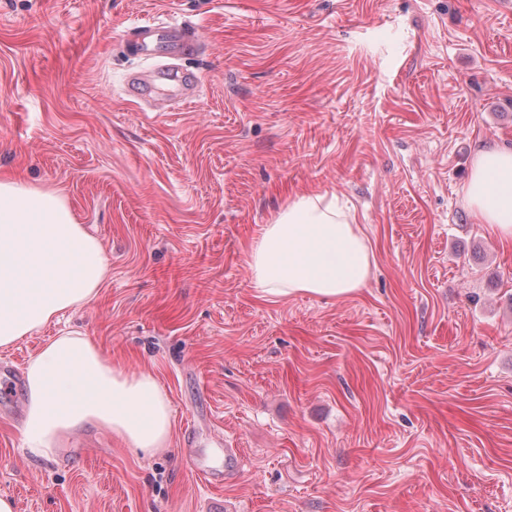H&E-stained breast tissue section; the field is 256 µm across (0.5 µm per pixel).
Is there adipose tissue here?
<instances>
[{"instance_id":"adipose-tissue-1","label":"adipose tissue","mask_w":512,"mask_h":512,"mask_svg":"<svg viewBox=\"0 0 512 512\" xmlns=\"http://www.w3.org/2000/svg\"><path fill=\"white\" fill-rule=\"evenodd\" d=\"M463 193L478 222L512 244V147L477 152ZM247 264L262 297L305 292L336 300L364 288L375 256L353 212L305 193L262 226ZM108 273L102 245L77 223L65 196L0 181V347L91 302ZM27 394L25 445L38 458L54 459L62 441L88 425L145 453L170 439L169 403L156 379L111 365L78 333L57 336L29 361Z\"/></svg>"}]
</instances>
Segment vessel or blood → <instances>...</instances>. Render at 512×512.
I'll return each mask as SVG.
<instances>
[{
	"mask_svg": "<svg viewBox=\"0 0 512 512\" xmlns=\"http://www.w3.org/2000/svg\"><path fill=\"white\" fill-rule=\"evenodd\" d=\"M135 55L142 57L168 56L177 59L200 52L201 44L193 33L183 25L158 18L139 21L125 33ZM167 80L181 88V102H189L194 96L197 82L194 76L175 63L154 72H139L129 77L126 87L128 97L144 106L152 105V86L155 81Z\"/></svg>",
	"mask_w": 512,
	"mask_h": 512,
	"instance_id": "1",
	"label": "vessel or blood"
}]
</instances>
